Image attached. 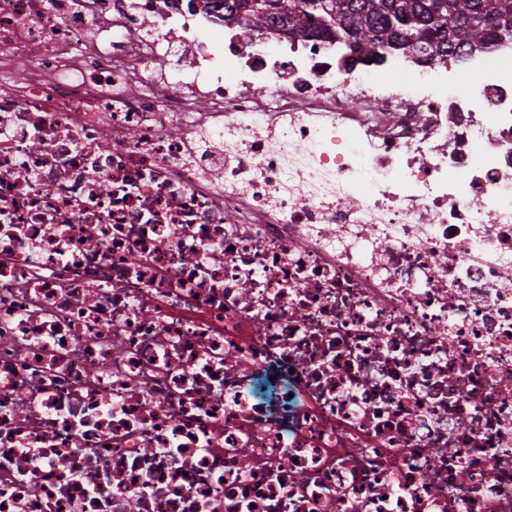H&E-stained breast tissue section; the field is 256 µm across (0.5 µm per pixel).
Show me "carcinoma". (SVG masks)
I'll return each instance as SVG.
<instances>
[{
    "instance_id": "cac0c4a2",
    "label": "carcinoma",
    "mask_w": 512,
    "mask_h": 512,
    "mask_svg": "<svg viewBox=\"0 0 512 512\" xmlns=\"http://www.w3.org/2000/svg\"><path fill=\"white\" fill-rule=\"evenodd\" d=\"M224 24L246 23L289 38L325 37L350 29L356 60L408 50L427 62L459 60L451 49L475 39L512 40V0H222Z\"/></svg>"
}]
</instances>
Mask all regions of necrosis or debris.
Returning <instances> with one entry per match:
<instances>
[{"label":"necrosis or debris","mask_w":512,"mask_h":512,"mask_svg":"<svg viewBox=\"0 0 512 512\" xmlns=\"http://www.w3.org/2000/svg\"><path fill=\"white\" fill-rule=\"evenodd\" d=\"M213 5L0 0V512H512V42Z\"/></svg>","instance_id":"necrosis-or-debris-1"}]
</instances>
